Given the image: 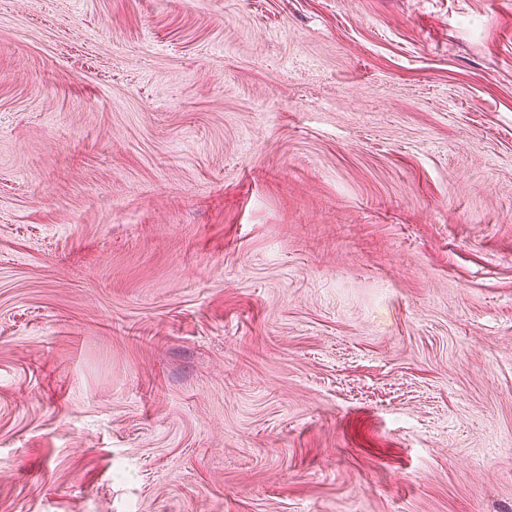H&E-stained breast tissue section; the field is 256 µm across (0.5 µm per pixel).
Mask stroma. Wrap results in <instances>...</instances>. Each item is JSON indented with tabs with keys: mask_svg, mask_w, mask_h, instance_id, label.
Returning a JSON list of instances; mask_svg holds the SVG:
<instances>
[{
	"mask_svg": "<svg viewBox=\"0 0 512 512\" xmlns=\"http://www.w3.org/2000/svg\"><path fill=\"white\" fill-rule=\"evenodd\" d=\"M0 512H512V0H0Z\"/></svg>",
	"mask_w": 512,
	"mask_h": 512,
	"instance_id": "35a3bbf8",
	"label": "stroma"
}]
</instances>
